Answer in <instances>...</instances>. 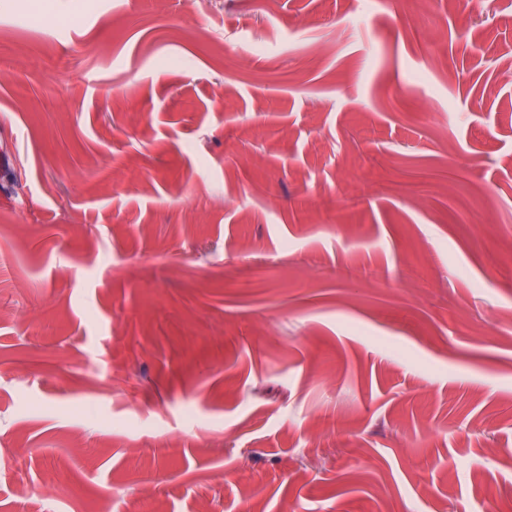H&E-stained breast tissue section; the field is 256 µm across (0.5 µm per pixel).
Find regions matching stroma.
<instances>
[{
    "label": "stroma",
    "mask_w": 512,
    "mask_h": 512,
    "mask_svg": "<svg viewBox=\"0 0 512 512\" xmlns=\"http://www.w3.org/2000/svg\"><path fill=\"white\" fill-rule=\"evenodd\" d=\"M2 153L0 512H512V0H0Z\"/></svg>",
    "instance_id": "stroma-1"
}]
</instances>
